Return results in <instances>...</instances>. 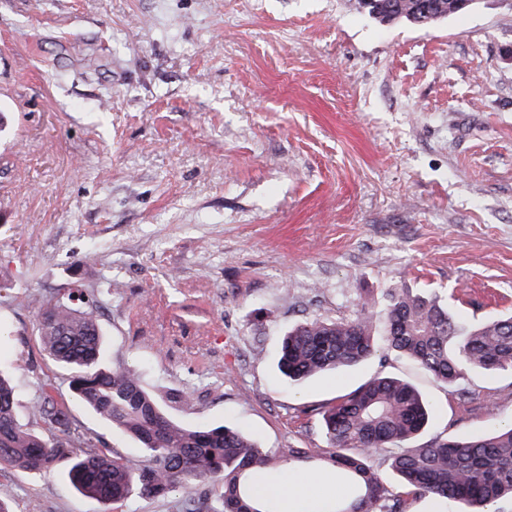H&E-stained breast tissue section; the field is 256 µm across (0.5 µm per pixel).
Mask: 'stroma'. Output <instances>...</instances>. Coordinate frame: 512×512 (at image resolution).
<instances>
[{"instance_id": "obj_1", "label": "stroma", "mask_w": 512, "mask_h": 512, "mask_svg": "<svg viewBox=\"0 0 512 512\" xmlns=\"http://www.w3.org/2000/svg\"><path fill=\"white\" fill-rule=\"evenodd\" d=\"M0 113V365L27 426L47 381L76 441L143 458L41 343L42 306L73 290L106 363L274 456L324 447L321 411L380 372L433 405L416 444L512 424L510 371L454 388L375 356L296 389L276 370L289 327L354 316L362 288L512 313V0L428 27L356 0H0ZM1 485L12 512H182L223 491L107 507L61 469Z\"/></svg>"}]
</instances>
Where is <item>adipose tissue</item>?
I'll return each instance as SVG.
<instances>
[{
    "mask_svg": "<svg viewBox=\"0 0 512 512\" xmlns=\"http://www.w3.org/2000/svg\"><path fill=\"white\" fill-rule=\"evenodd\" d=\"M319 475H303L293 471H278L262 476L257 481V491L274 496L281 512H328L324 496L315 492Z\"/></svg>",
    "mask_w": 512,
    "mask_h": 512,
    "instance_id": "obj_1",
    "label": "adipose tissue"
}]
</instances>
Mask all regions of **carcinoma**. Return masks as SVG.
Instances as JSON below:
<instances>
[{
    "label": "carcinoma",
    "instance_id": "cac0c4a2",
    "mask_svg": "<svg viewBox=\"0 0 512 512\" xmlns=\"http://www.w3.org/2000/svg\"><path fill=\"white\" fill-rule=\"evenodd\" d=\"M429 3L432 24L465 10L462 0ZM357 5L381 21L410 24L416 0H357ZM357 306L352 318L315 317L284 333L277 367L288 384L300 387L379 351L411 360L448 386L458 385L472 370H512V316L468 324L450 314L435 291L404 288L382 295L362 289ZM40 334L51 358L73 371L80 400L113 430L138 442L143 461L133 468L106 449L75 452L69 416L48 387L34 405L54 435L45 440L20 422L15 388L0 369V470L47 474L66 462L73 487L108 505L135 491L161 496L178 487L219 480L224 492L215 512H274L258 504L250 480L283 462L293 469L315 464L336 476L327 490L333 512H405L407 497L423 495L454 502L459 512H492L498 501L512 499V425L407 448L405 444L427 426L432 407L399 377L379 373L322 412L328 450L290 448L274 457L243 430L184 424L169 412L185 402L183 397L152 391L133 368L108 366L93 307L52 298L41 313ZM390 446L398 447L392 467L403 487L392 497L370 465L371 457Z\"/></svg>",
    "mask_w": 512,
    "mask_h": 512
}]
</instances>
